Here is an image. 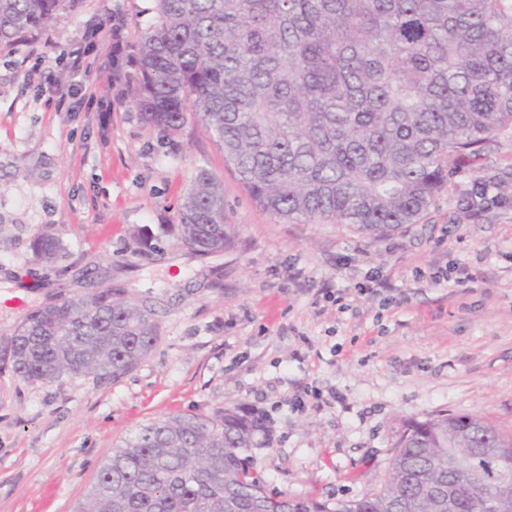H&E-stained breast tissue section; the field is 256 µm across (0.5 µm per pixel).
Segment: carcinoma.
I'll list each match as a JSON object with an SVG mask.
<instances>
[{"mask_svg":"<svg viewBox=\"0 0 512 512\" xmlns=\"http://www.w3.org/2000/svg\"><path fill=\"white\" fill-rule=\"evenodd\" d=\"M128 45L129 103L177 135L196 119L262 211L351 224L375 239L425 217L448 166L512 129V0H154ZM83 0H0V48ZM199 254L232 243L224 186L198 170L176 225ZM53 268L49 234L31 243ZM159 339L152 306L102 291L29 312L16 373L54 383L136 368ZM264 419L237 407L176 414L131 433L71 512H512V437L474 414L411 420L384 488L338 502L273 493L245 450Z\"/></svg>","mask_w":512,"mask_h":512,"instance_id":"1","label":"carcinoma"}]
</instances>
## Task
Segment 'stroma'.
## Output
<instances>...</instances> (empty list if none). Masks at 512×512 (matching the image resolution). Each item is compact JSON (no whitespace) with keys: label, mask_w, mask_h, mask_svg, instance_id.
<instances>
[{"label":"stroma","mask_w":512,"mask_h":512,"mask_svg":"<svg viewBox=\"0 0 512 512\" xmlns=\"http://www.w3.org/2000/svg\"><path fill=\"white\" fill-rule=\"evenodd\" d=\"M153 7L84 0L0 49V512H71L132 430L229 405L266 421L246 456L268 490L332 504L382 489L409 420L476 414L512 435V131L383 239L275 217L200 125L165 136L111 81L109 16L131 43ZM201 168L235 226L206 255L172 228ZM41 232L66 247L56 268L33 257ZM105 289L153 303L151 354L115 380L20 378L26 313Z\"/></svg>","instance_id":"stroma-1"}]
</instances>
